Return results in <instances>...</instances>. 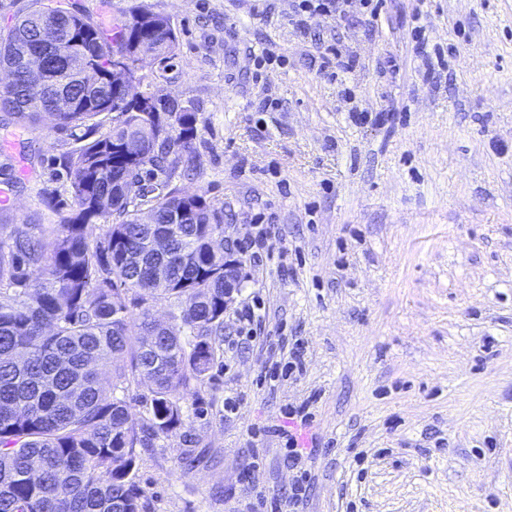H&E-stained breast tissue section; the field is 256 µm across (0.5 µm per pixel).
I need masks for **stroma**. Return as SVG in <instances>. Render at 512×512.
Wrapping results in <instances>:
<instances>
[{"instance_id":"35a3bbf8","label":"stroma","mask_w":512,"mask_h":512,"mask_svg":"<svg viewBox=\"0 0 512 512\" xmlns=\"http://www.w3.org/2000/svg\"><path fill=\"white\" fill-rule=\"evenodd\" d=\"M72 2L107 26L140 4L170 20L178 55L157 89L197 117L195 168L172 184L269 244L241 255L252 322L225 311L234 351L182 432L140 457L149 512H271L300 481L295 512H512V0H378L373 26L305 29L293 0ZM333 43L354 61L335 76L320 68ZM269 50L285 61L256 80ZM72 145L0 130L13 223H55L41 197L64 199ZM278 337L301 370L270 356ZM301 405L311 453L292 468L276 430Z\"/></svg>"}]
</instances>
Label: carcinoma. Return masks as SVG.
I'll return each mask as SVG.
<instances>
[{"mask_svg":"<svg viewBox=\"0 0 512 512\" xmlns=\"http://www.w3.org/2000/svg\"><path fill=\"white\" fill-rule=\"evenodd\" d=\"M177 48L169 19L143 5L107 27L56 0L0 28L3 126L48 117L74 141L60 158L69 203L43 198L58 223L0 224V512H147L130 477L140 449L179 429L220 358L224 264L211 245L224 207L171 187L196 114L112 89L117 65L148 87L168 79ZM49 85L69 88L71 107ZM107 217L89 245L87 226ZM158 296L176 306L165 326L145 306ZM135 315L150 341L128 334ZM145 377L153 388L132 421L116 391Z\"/></svg>","mask_w":512,"mask_h":512,"instance_id":"1","label":"carcinoma"}]
</instances>
